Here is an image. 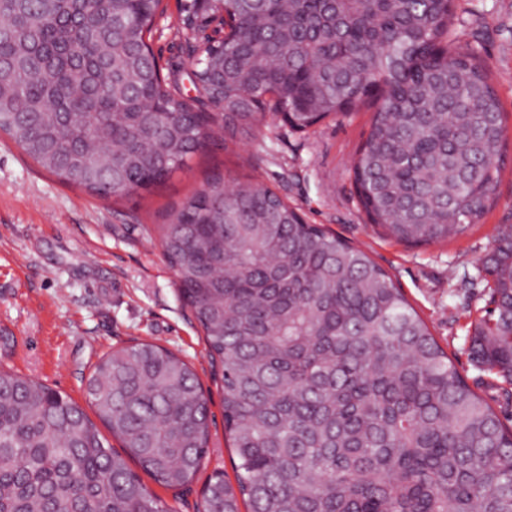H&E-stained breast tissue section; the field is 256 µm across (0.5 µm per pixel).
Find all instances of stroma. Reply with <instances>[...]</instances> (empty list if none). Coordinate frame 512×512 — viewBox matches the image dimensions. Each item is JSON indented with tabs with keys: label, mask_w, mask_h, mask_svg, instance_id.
I'll use <instances>...</instances> for the list:
<instances>
[{
	"label": "stroma",
	"mask_w": 512,
	"mask_h": 512,
	"mask_svg": "<svg viewBox=\"0 0 512 512\" xmlns=\"http://www.w3.org/2000/svg\"><path fill=\"white\" fill-rule=\"evenodd\" d=\"M151 38L164 74L189 90V50L177 33L178 0H165ZM464 39L478 41L508 128L495 202L460 238L411 246L368 223L350 177L370 108L330 117L309 132L264 121L194 155L188 169L130 197L102 200L63 183L0 136V366L86 405L85 384L105 354L138 341L158 343L188 362L211 397L209 452L187 489L149 476L142 483L176 512H197L217 471L233 477L224 433L222 379L203 335L177 292L176 276L150 229L162 213L201 189L210 171L226 182L272 188L310 224L364 250L401 290L459 374L512 427V395L470 359V326L489 303L480 270L499 225L512 224V0H455Z\"/></svg>",
	"instance_id": "1"
}]
</instances>
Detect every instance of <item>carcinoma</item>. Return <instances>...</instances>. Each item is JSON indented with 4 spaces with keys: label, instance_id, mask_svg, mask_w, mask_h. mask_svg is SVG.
I'll return each instance as SVG.
<instances>
[{
    "label": "carcinoma",
    "instance_id": "obj_1",
    "mask_svg": "<svg viewBox=\"0 0 512 512\" xmlns=\"http://www.w3.org/2000/svg\"><path fill=\"white\" fill-rule=\"evenodd\" d=\"M164 0H0V133L104 200L149 189L262 110L304 132L376 108L352 166L370 223L412 245L464 235L496 199L507 137L454 0H212L223 37L179 36L196 95L150 46ZM178 292L222 372L235 483L201 512H512V430L470 389L390 276L276 192L218 171L157 225ZM470 355L512 385V224L482 262ZM85 396L0 369V512H174L209 450L189 364L152 342L103 356Z\"/></svg>",
    "mask_w": 512,
    "mask_h": 512
}]
</instances>
